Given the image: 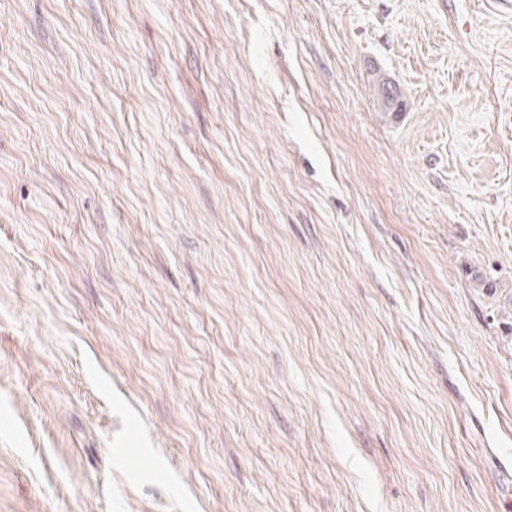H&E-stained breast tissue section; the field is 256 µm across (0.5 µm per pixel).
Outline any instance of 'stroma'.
<instances>
[{
	"mask_svg": "<svg viewBox=\"0 0 512 512\" xmlns=\"http://www.w3.org/2000/svg\"><path fill=\"white\" fill-rule=\"evenodd\" d=\"M508 465L512 0H0V512H512Z\"/></svg>",
	"mask_w": 512,
	"mask_h": 512,
	"instance_id": "35a3bbf8",
	"label": "stroma"
}]
</instances>
